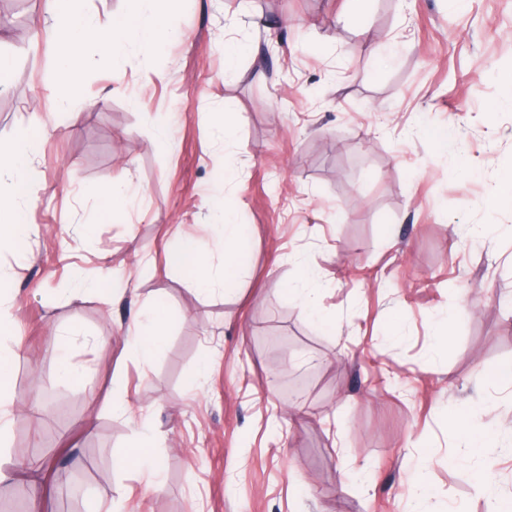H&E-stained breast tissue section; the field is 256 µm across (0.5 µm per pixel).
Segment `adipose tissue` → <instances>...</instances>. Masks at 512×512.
<instances>
[{"label": "adipose tissue", "mask_w": 512, "mask_h": 512, "mask_svg": "<svg viewBox=\"0 0 512 512\" xmlns=\"http://www.w3.org/2000/svg\"><path fill=\"white\" fill-rule=\"evenodd\" d=\"M84 0H54L51 31L57 43L60 63L74 66L88 45H96L120 70L130 42H137L142 53L151 54L176 37L171 21V0H133L130 13L116 17L112 32L102 36L95 18L85 11ZM35 142L23 136L8 150L0 151V249L13 246L28 233L26 211L31 203L29 186L38 177L34 166ZM163 305H152L147 319L133 318L127 346L142 365H149L164 339Z\"/></svg>", "instance_id": "ef3b65f1"}]
</instances>
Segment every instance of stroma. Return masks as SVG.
<instances>
[{
    "label": "stroma",
    "instance_id": "obj_1",
    "mask_svg": "<svg viewBox=\"0 0 512 512\" xmlns=\"http://www.w3.org/2000/svg\"><path fill=\"white\" fill-rule=\"evenodd\" d=\"M27 2L22 29L0 26V147L33 136L38 171L34 231L0 251L21 353L0 463L55 451L0 483L11 512H486L478 467L512 497V446L469 455L455 425L512 426V384L491 376L512 364V208L487 204L512 167V0H367L358 22L351 0H176L174 41L130 46L118 79L89 53L66 108L50 0ZM228 41L249 47L231 76ZM125 174L140 197L99 219ZM222 208L248 230L234 276ZM187 237L211 291L168 262ZM306 261L314 318L288 292ZM159 299L145 367L124 337ZM63 354L81 383L59 379ZM144 418L157 490L115 466Z\"/></svg>",
    "mask_w": 512,
    "mask_h": 512
}]
</instances>
